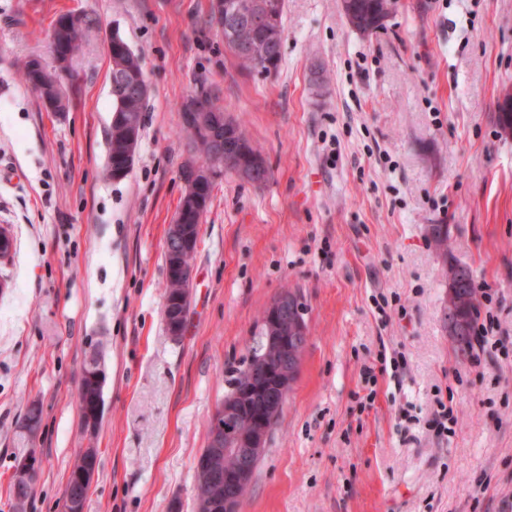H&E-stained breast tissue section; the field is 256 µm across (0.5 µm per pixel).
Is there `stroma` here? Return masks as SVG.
Here are the masks:
<instances>
[{"instance_id": "stroma-1", "label": "stroma", "mask_w": 512, "mask_h": 512, "mask_svg": "<svg viewBox=\"0 0 512 512\" xmlns=\"http://www.w3.org/2000/svg\"><path fill=\"white\" fill-rule=\"evenodd\" d=\"M95 13L69 111L18 77L50 61L59 15ZM209 0H0V512L18 457L41 461L19 512H62L82 448L100 467L84 512H193L211 414L278 294L307 307L298 378L243 512H503L512 502V0H396L360 34L339 0H285L276 73L240 69ZM143 58L144 127L108 179L106 37ZM219 88L270 170L216 183L193 257L186 328L166 330L164 241L183 193L180 107ZM450 227L448 249L432 240ZM470 267L495 347L455 353L449 264ZM387 297L378 306L379 297ZM104 355V415L81 425L85 359ZM402 351L407 363L395 367ZM372 368L367 383L364 368ZM371 406H364L366 395ZM458 421L429 430L438 402ZM43 421L28 435L31 403Z\"/></svg>"}]
</instances>
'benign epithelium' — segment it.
Instances as JSON below:
<instances>
[{
    "label": "benign epithelium",
    "mask_w": 512,
    "mask_h": 512,
    "mask_svg": "<svg viewBox=\"0 0 512 512\" xmlns=\"http://www.w3.org/2000/svg\"><path fill=\"white\" fill-rule=\"evenodd\" d=\"M214 13L217 21L238 28L241 18H246V29L251 33L268 26L270 22L269 5L263 0H252L250 12L242 15L239 0H214ZM127 129L128 150L124 156L122 168L114 172L117 179L123 178L134 163L138 136L134 124L129 123ZM247 153V144L238 138L234 126L229 119H224V166H216L195 159H186L184 170L191 176V181L199 185L206 181H218L224 174L231 172L237 176L242 174L240 167L241 155ZM172 236L180 247L169 250L172 254L170 276L178 282L180 291H189L192 282L193 244L192 225L181 223V215H176L171 225ZM459 279L458 269L452 268L448 274V308L447 324L450 334L459 329V318L455 288ZM269 343L275 345L280 352L279 363L272 367L261 365L264 377L274 382V389L267 392L266 401L255 416L250 428L238 436L235 446H230L227 435L236 423L239 402L249 399L257 389L247 386L235 394V399L221 400L215 407L209 425L208 449L200 453L195 460L196 472L207 479V484L197 490L196 512H241L243 502L242 489L248 485L257 458L263 454L269 430L278 419L288 396V386L297 379L300 370L303 340L309 335L306 320V307L301 298L294 292L277 295L268 305ZM104 408L101 400L86 406L88 413L87 431L98 430L101 412ZM95 449L84 448L81 454L86 456V464L72 476V483L83 491H88L96 474L93 465ZM236 459L233 467L224 465V457ZM39 470V460L25 456L21 458L13 476L15 491L21 492L33 480Z\"/></svg>",
    "instance_id": "7a95c632"
}]
</instances>
